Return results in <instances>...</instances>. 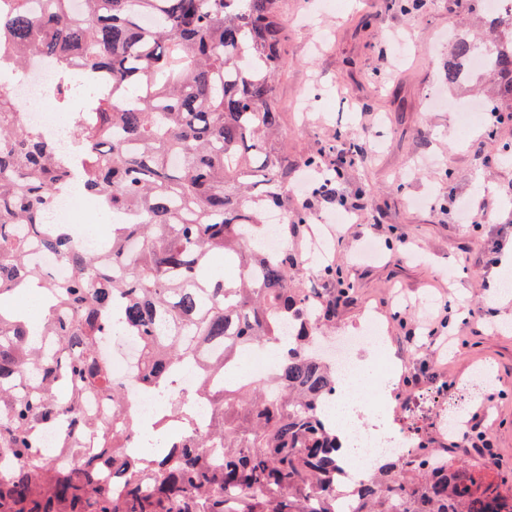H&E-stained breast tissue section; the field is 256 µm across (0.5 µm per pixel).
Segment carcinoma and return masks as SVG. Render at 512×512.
Masks as SVG:
<instances>
[{"label": "carcinoma", "mask_w": 512, "mask_h": 512, "mask_svg": "<svg viewBox=\"0 0 512 512\" xmlns=\"http://www.w3.org/2000/svg\"><path fill=\"white\" fill-rule=\"evenodd\" d=\"M485 24L493 53L486 70L499 81L502 112H512V21ZM287 34L279 0H11L0 12V65L42 52L59 58L60 106L75 73L91 89L85 112H68L82 186L112 215L110 258L74 247L64 224L46 226L45 207L70 179L72 163L21 124L20 104L0 94V512H512L509 478L458 464L414 441L407 458L374 462L349 493L339 427L324 413L336 368L315 350L318 325L354 291L327 264L328 294L295 283L298 259L266 252L243 238L285 215L283 234L309 224L308 203L290 200L292 169L280 145L282 112L275 76ZM479 43L455 37L444 79L468 76ZM303 165L344 178L366 155V142ZM36 252L67 259L73 275L54 282ZM239 268L229 280L213 257ZM35 285L46 296L37 335L11 310ZM118 329L141 344L142 385H167L197 362V394L212 408L209 427L193 431L186 405L160 422L187 421L147 459L128 451L138 425L124 387L100 357L101 337ZM220 343V357L199 348ZM277 351L270 383H217L238 355ZM110 402L112 424L88 455L70 434L94 425L86 398ZM65 427L62 468L40 448V434ZM112 468L118 490L101 478Z\"/></svg>", "instance_id": "1"}]
</instances>
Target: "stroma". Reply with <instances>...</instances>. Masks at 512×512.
Listing matches in <instances>:
<instances>
[{
  "instance_id": "stroma-1",
  "label": "stroma",
  "mask_w": 512,
  "mask_h": 512,
  "mask_svg": "<svg viewBox=\"0 0 512 512\" xmlns=\"http://www.w3.org/2000/svg\"><path fill=\"white\" fill-rule=\"evenodd\" d=\"M310 0H281L288 25L277 80L289 163L352 135L380 150L348 170L338 188L360 205L352 215L362 236L342 228L333 259L356 291L336 310V336L354 333L376 313L384 343L400 353L384 419L422 434L428 447L454 460L481 461L467 433L443 430L441 402L465 407L466 421L495 448L500 471L512 473V291L492 283L512 275L500 266L512 250V120L499 128H461L466 104L491 108L490 78L455 84L441 73L449 39H481L471 0H423L402 12L386 0H344L320 28L301 25ZM484 197L475 224L456 218L455 204ZM488 384L469 397L477 368Z\"/></svg>"
}]
</instances>
